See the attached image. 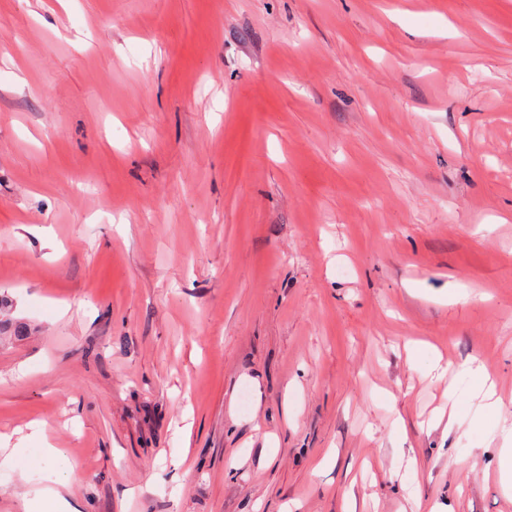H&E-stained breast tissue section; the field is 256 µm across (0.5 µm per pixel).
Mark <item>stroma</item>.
Masks as SVG:
<instances>
[{
	"mask_svg": "<svg viewBox=\"0 0 512 512\" xmlns=\"http://www.w3.org/2000/svg\"><path fill=\"white\" fill-rule=\"evenodd\" d=\"M0 320L76 512H512V0H0ZM468 370L473 371L477 388L480 393H483V405L480 407V411L486 418L499 421L500 411L503 406L501 398L494 397L495 392L493 391V386L492 384H487L488 378L484 375L482 368L479 365L474 369L469 366ZM507 434L503 438L502 447L499 448L500 458V476L503 485L512 489V428L507 429Z\"/></svg>",
	"mask_w": 512,
	"mask_h": 512,
	"instance_id": "1",
	"label": "stroma"
}]
</instances>
